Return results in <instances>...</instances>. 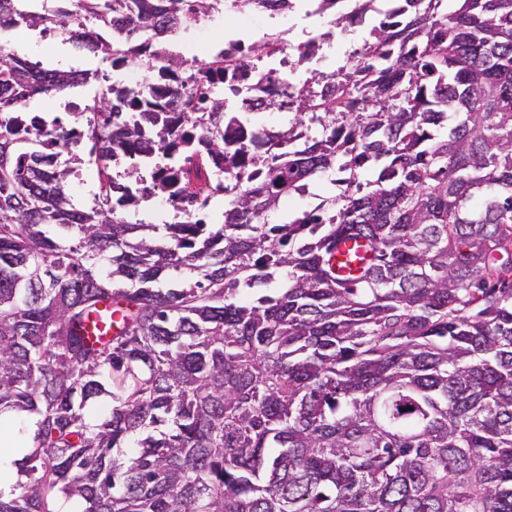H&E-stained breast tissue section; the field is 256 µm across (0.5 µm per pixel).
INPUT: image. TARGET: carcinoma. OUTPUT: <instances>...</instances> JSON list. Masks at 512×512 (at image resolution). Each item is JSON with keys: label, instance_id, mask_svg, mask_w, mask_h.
I'll list each match as a JSON object with an SVG mask.
<instances>
[{"label": "carcinoma", "instance_id": "1", "mask_svg": "<svg viewBox=\"0 0 512 512\" xmlns=\"http://www.w3.org/2000/svg\"><path fill=\"white\" fill-rule=\"evenodd\" d=\"M0 0V32L78 25ZM403 0L362 64L367 93L295 99L316 132L272 157L224 223L127 220L140 169L112 207L77 208L70 168L0 127V421L36 420L0 512H512V0ZM186 0H88L135 42L164 40ZM0 42V115L74 86ZM208 112L112 84L93 107L100 151L144 137L135 112ZM217 130L214 158L236 162ZM350 161L336 196L283 224L268 215ZM371 249L336 270V243ZM100 316L109 334L94 338Z\"/></svg>", "mask_w": 512, "mask_h": 512}]
</instances>
